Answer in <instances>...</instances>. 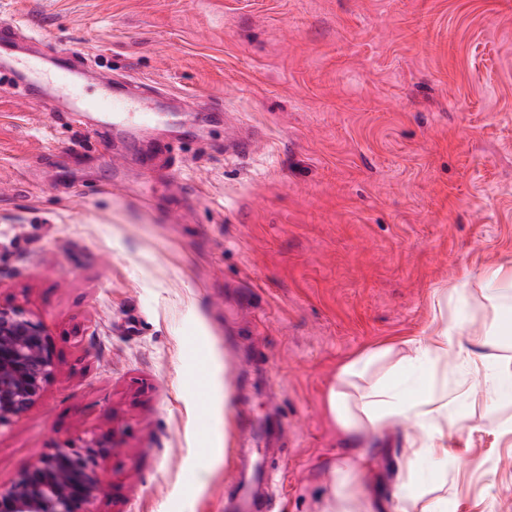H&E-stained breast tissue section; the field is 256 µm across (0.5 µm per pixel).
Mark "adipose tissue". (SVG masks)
Wrapping results in <instances>:
<instances>
[{
	"instance_id": "1",
	"label": "adipose tissue",
	"mask_w": 512,
	"mask_h": 512,
	"mask_svg": "<svg viewBox=\"0 0 512 512\" xmlns=\"http://www.w3.org/2000/svg\"><path fill=\"white\" fill-rule=\"evenodd\" d=\"M465 328V320L455 317L443 321L427 338L409 340L407 352L394 344L381 345L340 367L326 400L352 453L334 472L336 512H365L348 486L366 462V434L382 435L393 422L412 427L405 439L399 494L405 503L415 499L427 480L416 460L424 452L447 456L448 440L457 432L448 422L449 370L462 364L477 367L485 393L499 401L512 398V362L477 365L474 351L461 341Z\"/></svg>"
}]
</instances>
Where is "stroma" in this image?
<instances>
[{
    "mask_svg": "<svg viewBox=\"0 0 512 512\" xmlns=\"http://www.w3.org/2000/svg\"><path fill=\"white\" fill-rule=\"evenodd\" d=\"M19 60L78 49L160 88L155 139L71 121L78 94L0 75V305L55 348L41 400L0 426V484L108 435L90 512H328L349 453L325 404L357 353L430 335L465 289L467 335L498 322L484 270L512 261V0H0ZM258 130L225 152L227 122ZM129 176L110 192V157ZM463 425L421 505L512 512V401L458 394ZM407 425L362 481L400 512Z\"/></svg>",
    "mask_w": 512,
    "mask_h": 512,
    "instance_id": "stroma-1",
    "label": "stroma"
}]
</instances>
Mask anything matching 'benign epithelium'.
Here are the masks:
<instances>
[{
  "label": "benign epithelium",
  "instance_id": "obj_1",
  "mask_svg": "<svg viewBox=\"0 0 512 512\" xmlns=\"http://www.w3.org/2000/svg\"><path fill=\"white\" fill-rule=\"evenodd\" d=\"M54 346L43 324L20 306L0 305V426L30 410L53 376ZM113 447L94 436L57 448L0 485V512H89L103 486L97 457Z\"/></svg>",
  "mask_w": 512,
  "mask_h": 512
}]
</instances>
